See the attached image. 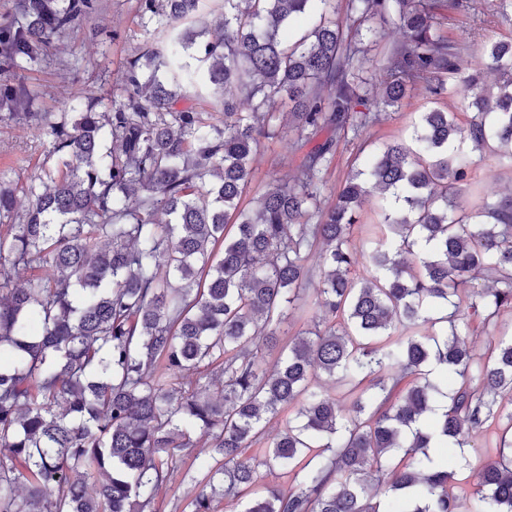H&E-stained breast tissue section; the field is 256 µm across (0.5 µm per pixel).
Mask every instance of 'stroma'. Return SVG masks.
Returning <instances> with one entry per match:
<instances>
[{
  "label": "stroma",
  "instance_id": "obj_1",
  "mask_svg": "<svg viewBox=\"0 0 512 512\" xmlns=\"http://www.w3.org/2000/svg\"><path fill=\"white\" fill-rule=\"evenodd\" d=\"M443 33L463 41L470 58H479L489 40L512 39V11L497 13L482 0H469L468 8L447 12ZM154 30L139 26L135 0H97V10L74 28L55 37L54 45L37 63L0 78V83L26 84L34 90L33 109L48 113L50 121L61 117L76 119L69 103L86 94L111 97L123 62L147 42L158 39ZM454 113L459 125H466L470 113L459 95L432 103L422 91H411L398 109H387L379 123L368 125L358 136H346L336 143V156L321 190V202L330 205L348 175L365 168L382 145L393 140L410 141L421 113L432 106ZM51 138L46 129L24 123L0 125V187L17 191L41 168L53 166ZM305 153L293 144L292 136L278 134L265 140L255 163V178L242 199L254 206L268 189V175H293ZM471 184L463 196L469 211H476L484 199H496L512 192V161L498 154H474ZM26 199L16 198L17 211H24Z\"/></svg>",
  "mask_w": 512,
  "mask_h": 512
}]
</instances>
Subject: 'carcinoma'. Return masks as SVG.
Listing matches in <instances>:
<instances>
[{"label": "carcinoma", "mask_w": 512, "mask_h": 512, "mask_svg": "<svg viewBox=\"0 0 512 512\" xmlns=\"http://www.w3.org/2000/svg\"><path fill=\"white\" fill-rule=\"evenodd\" d=\"M200 2L137 0L142 26L163 21L168 37L126 60L112 104L90 95L70 125L19 111L34 100L23 85L0 94V123L48 126L56 155L27 183L22 214L0 190V512H158L178 475L188 512H382L375 486L394 512H512V409L501 406L512 402V333L497 330L512 311V193L467 211L471 172L455 152L459 142L512 159V43H490L461 80L466 127L421 113L412 144L384 145L324 210L334 134L380 120L335 0H221L206 39L191 26ZM463 6L348 0L356 30L391 14L403 30L379 67L385 107L417 85L448 96L464 47L441 33V12ZM95 10L22 0L26 23L0 20V76ZM307 14L319 16L311 29L285 32ZM185 87L211 110L177 107ZM281 95L296 143L311 149L244 209ZM376 193L394 199L393 243L360 261L350 240ZM464 288L492 328L485 357L465 341ZM303 302L311 327L267 370L265 352ZM450 373L451 387L432 378ZM494 423L495 457L464 480L432 467L434 439L462 451ZM196 448L214 462L201 478L185 467ZM276 469L292 486L251 495Z\"/></svg>", "instance_id": "obj_1"}]
</instances>
